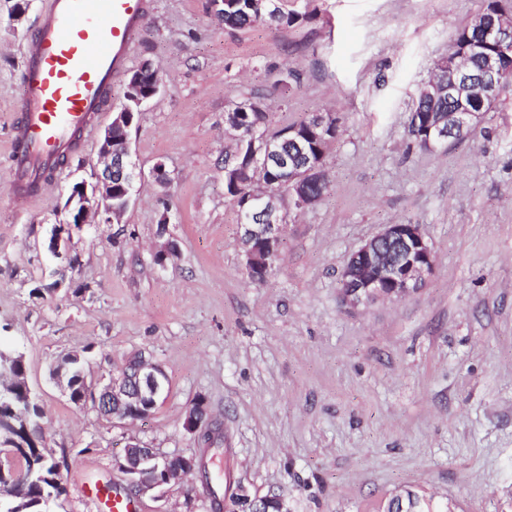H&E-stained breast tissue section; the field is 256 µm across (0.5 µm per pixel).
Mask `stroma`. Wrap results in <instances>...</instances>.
<instances>
[{"label":"stroma","instance_id":"obj_1","mask_svg":"<svg viewBox=\"0 0 512 512\" xmlns=\"http://www.w3.org/2000/svg\"><path fill=\"white\" fill-rule=\"evenodd\" d=\"M46 2L0 0V344L24 352L42 398L65 485L53 512H95L79 492L92 477L128 491L115 461L133 437L205 457L209 471L139 497L141 512H211L208 490L229 477L291 512H382L405 489L454 512H512V87L467 139L424 151L407 133L419 86L483 0H295L308 20L237 31L211 0H154L131 54L162 79L129 130L143 177L121 223L73 231L77 264L51 295L52 211L70 183L94 182L125 84L40 201H16L7 146L20 50ZM286 68L299 79L277 89ZM250 91L267 96L274 129L316 112L339 119L330 191L292 213L261 283L244 268L224 186L235 147L224 114ZM159 161L168 183L152 176ZM384 224L421 225L434 273L411 296L350 310L340 273ZM166 237L179 255L161 267ZM68 351L97 382L144 353L168 394L143 420H106L50 381ZM200 399L223 431L208 448L183 427Z\"/></svg>","mask_w":512,"mask_h":512}]
</instances>
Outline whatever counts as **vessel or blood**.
Returning <instances> with one entry per match:
<instances>
[{"label": "vessel or blood", "mask_w": 512, "mask_h": 512, "mask_svg": "<svg viewBox=\"0 0 512 512\" xmlns=\"http://www.w3.org/2000/svg\"><path fill=\"white\" fill-rule=\"evenodd\" d=\"M150 9V0H47L22 52L23 121L11 146V177L18 198L34 202L42 169L56 167L74 138L88 129L104 91L130 57ZM83 495L97 512H138L135 501L100 483H85Z\"/></svg>", "instance_id": "obj_1"}]
</instances>
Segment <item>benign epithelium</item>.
Masks as SVG:
<instances>
[{
  "instance_id": "obj_1",
  "label": "benign epithelium",
  "mask_w": 512,
  "mask_h": 512,
  "mask_svg": "<svg viewBox=\"0 0 512 512\" xmlns=\"http://www.w3.org/2000/svg\"><path fill=\"white\" fill-rule=\"evenodd\" d=\"M475 29L477 38L456 48L458 56L480 55L483 65L473 76L460 72L448 84L426 85L423 95L436 99L448 98L455 103L448 113V123L428 122L419 133L430 146L446 143L450 137L470 135L486 114V101L499 93L501 58L486 52L483 40L492 37L501 49L512 47V14L490 16L486 11L477 13L468 22ZM152 94L146 93L140 76L130 78L124 93L125 103L114 113L112 122L104 129L99 153L104 168L95 182H77L69 188L63 207L53 211L55 222L49 238V253L57 261L56 274L65 275L73 268L70 252L72 230L89 223V218L99 224L121 223L124 211L113 204L115 200L131 201L137 180L142 173L132 162L129 130L136 113L131 104L141 105ZM336 128V116L330 112L314 114L313 123L303 134H295L292 141L300 152H305L307 141L326 138L327 131ZM282 168L288 170L291 190L288 205L311 208L319 198L306 189L309 181L323 179L324 167L312 159L303 166L286 156L279 159ZM253 210L267 218V223L253 230V237L244 243L245 267L256 281L266 277L268 247L280 242L279 226L283 220L282 207L274 196L251 197ZM178 246L170 240L154 254L157 264L163 266L177 257ZM434 268L432 247L426 240L419 224H383L379 232L366 240L348 258L343 267L339 285L342 300L353 309L367 305V298L381 288L390 289V295L403 297L422 287ZM135 373H125L111 379L94 396V409L108 419L135 422L149 416L164 397L166 374L147 359L134 365ZM194 458L181 455H165L142 443L130 440L118 468L127 476L131 490L138 496L155 494L162 487L194 470ZM22 496L19 480L13 467L0 461V501L15 500Z\"/></svg>"
}]
</instances>
